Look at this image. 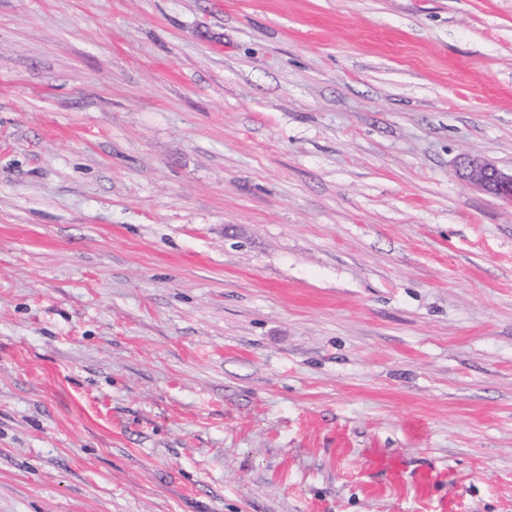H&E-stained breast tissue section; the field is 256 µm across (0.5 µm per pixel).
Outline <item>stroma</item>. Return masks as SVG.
I'll list each match as a JSON object with an SVG mask.
<instances>
[{"mask_svg": "<svg viewBox=\"0 0 512 512\" xmlns=\"http://www.w3.org/2000/svg\"><path fill=\"white\" fill-rule=\"evenodd\" d=\"M512 0H0V512H512ZM456 173L482 193L512 204V172L502 171L493 161L483 157H462Z\"/></svg>", "mask_w": 512, "mask_h": 512, "instance_id": "obj_1", "label": "stroma"}]
</instances>
